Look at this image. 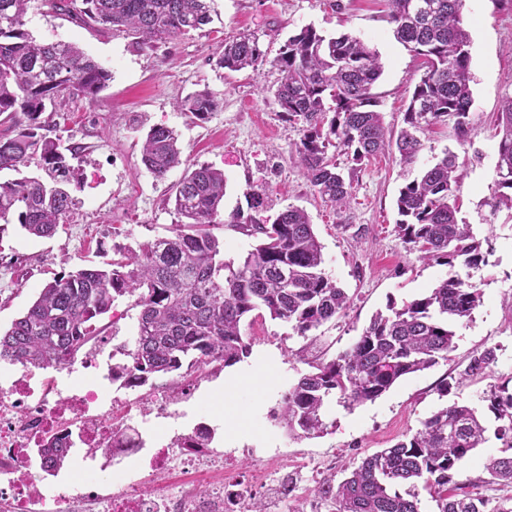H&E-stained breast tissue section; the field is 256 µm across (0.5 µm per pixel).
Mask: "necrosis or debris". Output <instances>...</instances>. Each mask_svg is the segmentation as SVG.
Masks as SVG:
<instances>
[{
	"mask_svg": "<svg viewBox=\"0 0 512 512\" xmlns=\"http://www.w3.org/2000/svg\"><path fill=\"white\" fill-rule=\"evenodd\" d=\"M187 392L156 393L139 407L114 396L111 385L61 391L51 378L34 380L20 371L10 385L0 386V503L6 512H250L256 491L275 497L279 512L301 503V512H320L321 501L289 479L287 461L262 448L242 454L253 463L241 478L233 455L215 444L216 431L205 420L166 438L148 421L178 416ZM60 447L82 446L103 453L116 464L108 493L96 489L98 475L82 486L46 488L48 472L31 454L45 439ZM148 467L153 480H137L127 461Z\"/></svg>",
	"mask_w": 512,
	"mask_h": 512,
	"instance_id": "necrosis-or-debris-1",
	"label": "necrosis or debris"
}]
</instances>
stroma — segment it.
Listing matches in <instances>:
<instances>
[{
	"instance_id": "stroma-1",
	"label": "stroma",
	"mask_w": 512,
	"mask_h": 512,
	"mask_svg": "<svg viewBox=\"0 0 512 512\" xmlns=\"http://www.w3.org/2000/svg\"><path fill=\"white\" fill-rule=\"evenodd\" d=\"M340 1L338 11L333 0H215L211 24L148 49L125 32L47 13L41 0H30L24 21L33 38L78 44L111 72L112 80L96 102L68 96L58 100L70 116L64 143L86 148L84 182L74 192L76 204L66 223L53 237H29L15 223L0 235V329H8L54 276L109 260L115 247L135 248L168 235L178 223L173 187L184 169L176 167L161 179L145 170L137 130L141 122L172 128L184 157L223 170L225 212L247 210L244 193L250 187L266 192L268 217L290 206L308 212L323 245L325 270L351 299L344 316L317 331L322 360L349 348L389 300L426 294L445 277L447 266L419 261L393 233L402 183L398 154L377 159L360 172L350 215L367 232L353 237L341 214L315 196L299 171L294 151L298 135L273 102L281 72L268 65L240 72L216 66L221 42L243 31L258 34L272 57L290 35L308 25L328 37L344 32L358 36L381 56L383 74L374 91L386 125L399 129L420 62L394 39L385 0ZM463 25L471 39L476 131L462 144L450 127L435 128L419 161L428 163L446 149L457 156L463 175L460 215L493 249L492 265L470 273L482 290V304L470 322L457 326L449 361L407 376L354 410L329 404V428L317 437L290 434L277 417L281 390L308 370L290 356L302 346V338L280 321L256 319L246 330L253 338L249 357L192 390L183 405L193 419L209 413L225 452L250 443L292 458L330 460L331 476L339 481L365 457L414 433L445 401H456L476 408L487 427L485 442L460 463V480L473 481L474 493L493 502L512 497V485L489 481L484 469L487 457L501 454L504 443L494 434L497 423L483 400L491 385L512 375V210L504 207L493 215L483 204L491 193L498 142L492 116L512 96V11L502 9L499 0H465ZM203 90L221 102L205 121L177 106ZM136 316L128 299H119L113 315L101 320V340L89 343V350L108 352L125 341L134 333ZM486 347L497 354L491 371L464 381L448 398L439 397L438 382L462 371L470 354ZM228 415L236 418V429L225 428Z\"/></svg>"
}]
</instances>
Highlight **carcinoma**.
<instances>
[{
	"instance_id": "obj_1",
	"label": "carcinoma",
	"mask_w": 512,
	"mask_h": 512,
	"mask_svg": "<svg viewBox=\"0 0 512 512\" xmlns=\"http://www.w3.org/2000/svg\"><path fill=\"white\" fill-rule=\"evenodd\" d=\"M29 0H0V171L16 177L0 180V233L17 218L29 236L55 235L81 187L83 147L61 145L55 135L57 111H47L64 96L95 102L111 80L110 72L76 44L38 42L24 29ZM214 0H44L55 12L84 23L127 32L154 48L166 40L211 23ZM394 38L423 60L398 133L386 128L373 89L382 75L379 54L349 33L325 37L304 26L288 37L272 60L284 77L274 103L297 125L294 142L302 175L321 200L336 210L350 208L358 173L377 157L397 150L405 166L424 148L421 136L438 125L451 126L456 139L471 140L473 82L470 36L463 26L464 0H387ZM267 62L259 38L249 32L224 40L217 67L257 70ZM199 120L210 118L219 100L203 90L181 102ZM26 124L19 125L16 115ZM499 137L490 214L512 208V97L494 119ZM334 147L350 166L340 167ZM141 163L154 177L185 165L175 186L180 218L172 234L136 249L120 248L115 257L54 277L8 330L0 333V362L29 369H62L88 343L99 339L97 320L123 297L138 309L136 333L112 351V382L131 389L152 385L157 376L183 367L200 370L219 359L232 367L250 354L245 321L258 311L291 326L306 343L295 356L310 367L288 386L280 419L307 436L327 431L326 408L335 400L348 410L373 401L408 375L438 365L455 348V325L472 319L482 291L456 267L489 265L471 225L459 217L462 174L456 156H442L404 179L396 206L394 232L410 253L424 262L448 266V276L428 293L411 300H389L356 341L325 362L307 360L315 344L312 332L345 313L350 298L324 268L322 245L308 213L290 206L274 219L261 216L264 199L245 197L251 213L237 209L221 215L227 180L224 172L183 158L176 133L163 125L143 130ZM230 224L257 240L238 263L224 259V242L213 233ZM495 349L476 351L464 372L443 378L441 397L464 380L485 374L496 363ZM501 422L498 439L509 455L484 464L495 480L512 483V386L505 381L484 396ZM477 411L453 403L421 421V428L365 458L334 485L325 481L315 493L330 499L335 512H420L418 494L396 486L424 482L438 512H512L506 500L491 504L465 491L455 480L460 462L485 441ZM41 455L64 466L69 458L55 440Z\"/></svg>"
}]
</instances>
